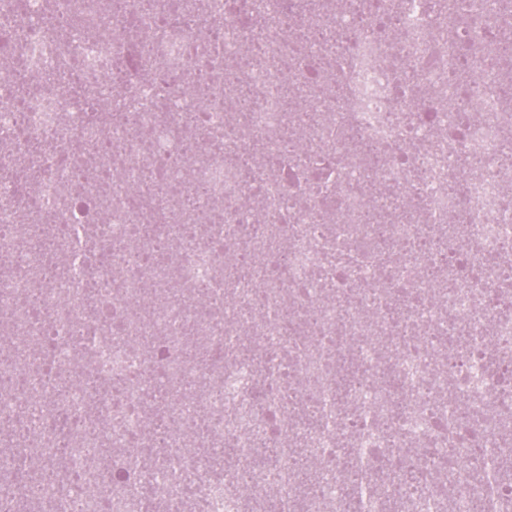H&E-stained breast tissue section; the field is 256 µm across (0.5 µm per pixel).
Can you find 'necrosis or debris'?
<instances>
[{"label": "necrosis or debris", "mask_w": 512, "mask_h": 512, "mask_svg": "<svg viewBox=\"0 0 512 512\" xmlns=\"http://www.w3.org/2000/svg\"><path fill=\"white\" fill-rule=\"evenodd\" d=\"M69 4L0 0V512H287L350 444L466 512L512 438L495 0L450 38L425 0Z\"/></svg>", "instance_id": "necrosis-or-debris-1"}]
</instances>
